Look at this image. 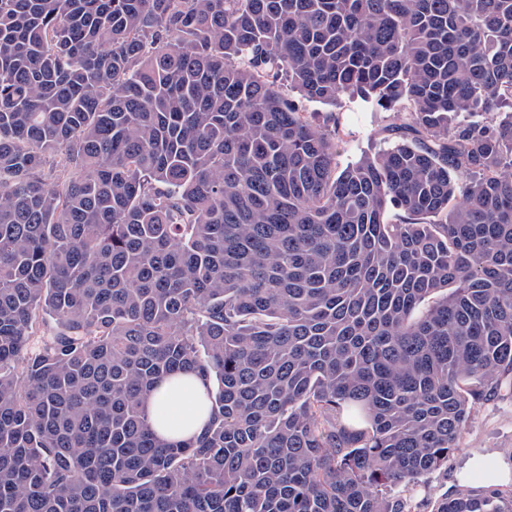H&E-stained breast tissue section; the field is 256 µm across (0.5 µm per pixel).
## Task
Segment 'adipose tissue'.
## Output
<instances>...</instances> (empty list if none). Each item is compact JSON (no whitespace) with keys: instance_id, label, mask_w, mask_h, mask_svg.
Instances as JSON below:
<instances>
[{"instance_id":"obj_1","label":"adipose tissue","mask_w":512,"mask_h":512,"mask_svg":"<svg viewBox=\"0 0 512 512\" xmlns=\"http://www.w3.org/2000/svg\"><path fill=\"white\" fill-rule=\"evenodd\" d=\"M147 409L153 430L175 442L199 435L209 417L205 387L191 373H177L159 382Z\"/></svg>"}]
</instances>
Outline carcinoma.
<instances>
[{
	"label": "carcinoma",
	"instance_id": "obj_1",
	"mask_svg": "<svg viewBox=\"0 0 512 512\" xmlns=\"http://www.w3.org/2000/svg\"><path fill=\"white\" fill-rule=\"evenodd\" d=\"M505 396L512 0H0V512H411ZM306 112H317L315 123L322 124L329 112L338 115L343 135L337 143V162L342 169L366 154H374L391 146L384 130L393 122L391 112L375 110L357 101H343L332 107L318 102H304ZM153 430L169 441L199 435L209 417L205 387L192 373H177L159 382L147 403Z\"/></svg>",
	"mask_w": 512,
	"mask_h": 512
}]
</instances>
